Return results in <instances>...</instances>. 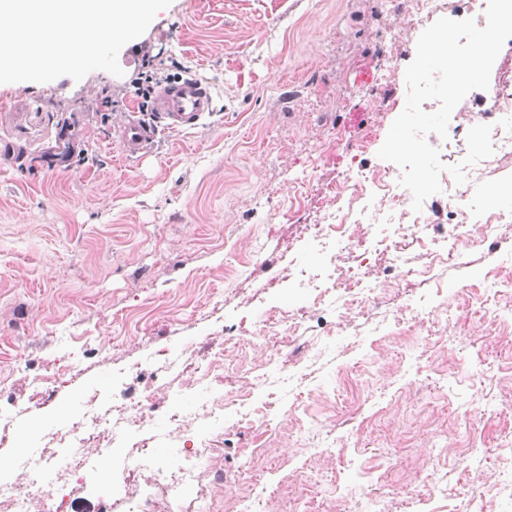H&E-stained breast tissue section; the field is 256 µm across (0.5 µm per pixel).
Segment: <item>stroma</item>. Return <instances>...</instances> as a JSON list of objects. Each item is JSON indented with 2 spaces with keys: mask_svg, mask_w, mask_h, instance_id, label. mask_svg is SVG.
<instances>
[{
  "mask_svg": "<svg viewBox=\"0 0 512 512\" xmlns=\"http://www.w3.org/2000/svg\"><path fill=\"white\" fill-rule=\"evenodd\" d=\"M409 0H172L103 70L38 85L0 84V386L33 401L0 415V479L50 457L43 475L88 448L64 434L91 406L116 408L162 360L156 393L178 415L224 408L202 481L210 512L264 489L269 512H512V223L459 247L439 281H390L379 306L342 318L334 290L299 287L322 256L309 241L323 194L352 155L376 167L404 105L419 30ZM389 50L395 81L372 71ZM207 82L213 110L191 131L158 133L126 156L128 119L153 124L136 80ZM282 256L279 288L264 261ZM246 322L254 338L225 335ZM297 325L287 335L288 325ZM282 336L275 363L264 337ZM291 376L249 392L255 368ZM159 371V370H158ZM147 457L176 460L192 443L156 416ZM144 434H115L117 494L56 493L58 512H123L152 487L160 512H197L195 495L126 470Z\"/></svg>",
  "mask_w": 512,
  "mask_h": 512,
  "instance_id": "35a3bbf8",
  "label": "stroma"
}]
</instances>
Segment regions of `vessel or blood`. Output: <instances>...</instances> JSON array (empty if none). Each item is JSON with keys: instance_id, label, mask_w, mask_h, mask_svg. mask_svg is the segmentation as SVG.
I'll return each mask as SVG.
<instances>
[{"instance_id": "vessel-or-blood-1", "label": "vessel or blood", "mask_w": 512, "mask_h": 512, "mask_svg": "<svg viewBox=\"0 0 512 512\" xmlns=\"http://www.w3.org/2000/svg\"><path fill=\"white\" fill-rule=\"evenodd\" d=\"M154 111L168 129L195 128L212 109V96L206 85L195 78L179 79L163 85L156 93ZM157 133L156 128L138 121H127L121 140L127 155L138 153Z\"/></svg>"}]
</instances>
